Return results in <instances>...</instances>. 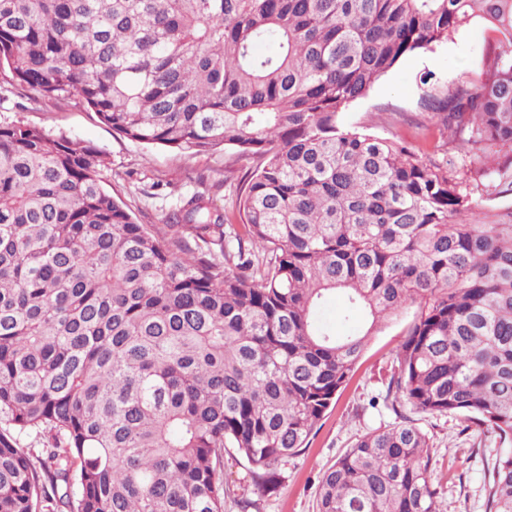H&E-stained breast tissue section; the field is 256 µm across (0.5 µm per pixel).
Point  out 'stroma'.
<instances>
[{
    "mask_svg": "<svg viewBox=\"0 0 512 512\" xmlns=\"http://www.w3.org/2000/svg\"><path fill=\"white\" fill-rule=\"evenodd\" d=\"M494 44L489 26L474 20L447 43L433 50L406 56L380 80L369 94L340 114L341 124L364 126L373 134L389 136L388 127L378 123L383 111L404 113L408 123L399 133L417 149L433 154L446 142L448 133L432 123L420 101L421 81L431 76L436 90H445L457 79H475L487 62ZM24 123L45 128L52 134L90 144L106 154L103 171L107 188L118 195L141 224H163L176 199L197 189L196 173L220 179L224 170L234 169V183L246 184L249 162L233 150L190 155L164 148H148L114 134L95 113L71 100L33 103L22 89L0 98V124ZM165 187L150 193L154 181ZM412 319L404 313L373 337L359 368L338 398L335 407L318 424L306 448L278 466L279 482L272 493L258 494L251 478V465L236 452L224 458V481L233 496L224 501V512H240L239 499L254 502L256 512H316L319 478L348 448L355 436L393 422L394 414L384 407H371L372 397L384 393L392 351L403 339ZM417 424L433 441V482L439 491L441 512H485L486 486L498 441L480 431L464 429L458 416L416 415Z\"/></svg>",
    "mask_w": 512,
    "mask_h": 512,
    "instance_id": "stroma-1",
    "label": "stroma"
}]
</instances>
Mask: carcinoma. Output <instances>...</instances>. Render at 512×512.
I'll return each instance as SVG.
<instances>
[{"mask_svg":"<svg viewBox=\"0 0 512 512\" xmlns=\"http://www.w3.org/2000/svg\"><path fill=\"white\" fill-rule=\"evenodd\" d=\"M475 18L500 36L484 77L423 106L495 163L340 124ZM2 66L0 93L259 163L228 210L197 191L149 226L105 188L97 148L0 124V512H224L231 449L272 490L408 307L382 396L398 420L323 472L318 512H439L403 406L498 438L486 507L512 512V212L467 219L471 182L512 192V0H0ZM336 294L359 316L346 336L318 319Z\"/></svg>","mask_w":512,"mask_h":512,"instance_id":"1","label":"carcinoma"}]
</instances>
